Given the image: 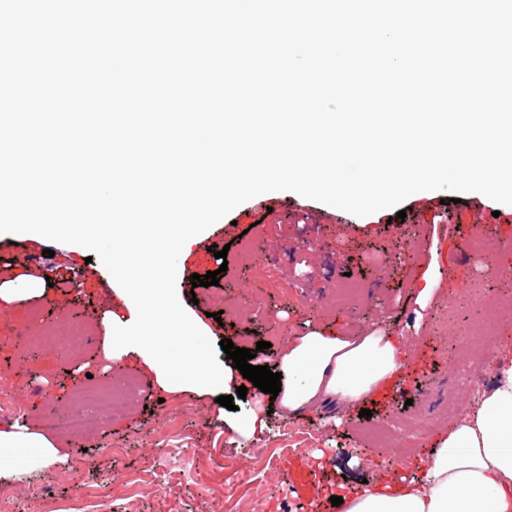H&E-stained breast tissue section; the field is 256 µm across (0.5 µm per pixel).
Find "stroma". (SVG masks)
Returning a JSON list of instances; mask_svg holds the SVG:
<instances>
[{
	"instance_id": "1",
	"label": "stroma",
	"mask_w": 512,
	"mask_h": 512,
	"mask_svg": "<svg viewBox=\"0 0 512 512\" xmlns=\"http://www.w3.org/2000/svg\"><path fill=\"white\" fill-rule=\"evenodd\" d=\"M433 191L404 202L405 218L392 210L358 217L288 191L257 196L202 232L177 267L176 291L188 314L209 320L212 343L231 339L254 350L255 364L275 365L291 336L314 327L329 336H355L375 328L401 336L407 353L425 348L427 361L405 380L366 402L371 417L337 407L335 416L314 410L286 414L269 394L248 387L234 409L214 395L162 389L140 357L105 361V320L131 316L125 291L87 249L48 240L0 239V279L49 278L34 299L0 303V395L20 407L17 423L50 433L51 418L74 409L86 381L137 382L132 407L106 410L91 432L55 437L63 460L34 468L30 478L0 463V490L13 512H71L76 484H83L91 512H338L331 497L368 481L387 484L402 475L406 431L421 426L415 454L428 455L447 430L448 403H466L469 388L495 374L496 357L476 368L460 361L463 332L478 316L467 297L472 280L502 297L493 267L512 265V205L471 192L460 203ZM482 223L487 243L473 253L464 246L472 223ZM227 249L226 260L213 252ZM53 257H45V250ZM218 271V285L192 286L193 275ZM435 279L438 294L420 309L416 291ZM360 294L337 303V287ZM79 322L91 337L74 355L41 338L48 326ZM269 347L258 350V342ZM266 414L255 431L233 429L250 409ZM390 421L399 433L385 447L365 433ZM51 491L40 498L39 488Z\"/></svg>"
}]
</instances>
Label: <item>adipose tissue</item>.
I'll list each match as a JSON object with an SVG mask.
<instances>
[{
  "instance_id": "ef3b65f1",
  "label": "adipose tissue",
  "mask_w": 512,
  "mask_h": 512,
  "mask_svg": "<svg viewBox=\"0 0 512 512\" xmlns=\"http://www.w3.org/2000/svg\"><path fill=\"white\" fill-rule=\"evenodd\" d=\"M404 351L387 332L327 336L308 329L292 336L278 361L280 405L298 413L324 404H357L400 377ZM0 448L40 449L36 462H59L49 437L14 424L0 428ZM418 473L365 483L344 496L341 512H512V357L501 355L494 386L474 409L440 434Z\"/></svg>"
}]
</instances>
